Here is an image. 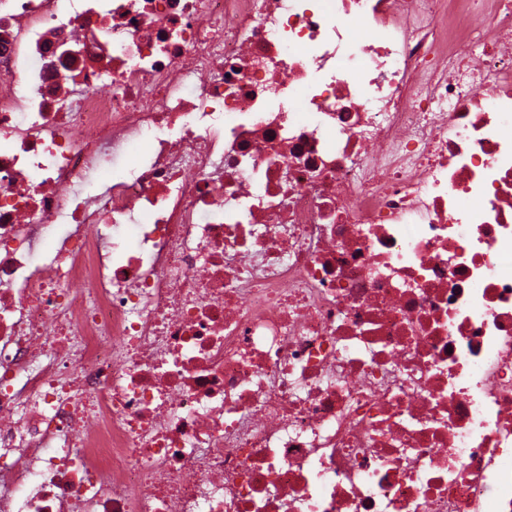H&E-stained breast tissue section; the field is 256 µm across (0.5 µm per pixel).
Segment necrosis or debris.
I'll list each match as a JSON object with an SVG mask.
<instances>
[{
	"label": "necrosis or debris",
	"mask_w": 512,
	"mask_h": 512,
	"mask_svg": "<svg viewBox=\"0 0 512 512\" xmlns=\"http://www.w3.org/2000/svg\"><path fill=\"white\" fill-rule=\"evenodd\" d=\"M0 512H512V0H0Z\"/></svg>",
	"instance_id": "4bbe7bcc"
}]
</instances>
